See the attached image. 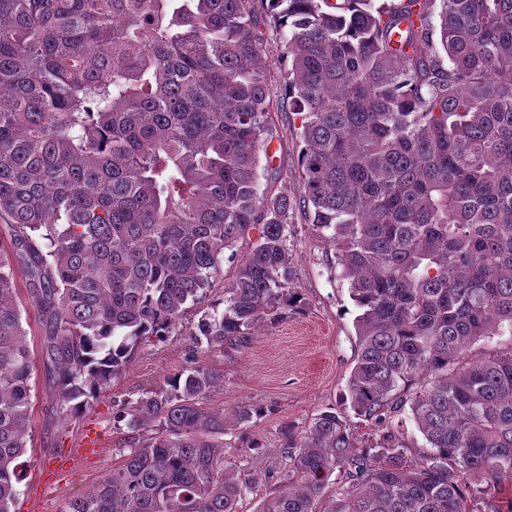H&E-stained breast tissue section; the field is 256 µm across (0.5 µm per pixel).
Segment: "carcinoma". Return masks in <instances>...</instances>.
<instances>
[{"label":"carcinoma","mask_w":512,"mask_h":512,"mask_svg":"<svg viewBox=\"0 0 512 512\" xmlns=\"http://www.w3.org/2000/svg\"><path fill=\"white\" fill-rule=\"evenodd\" d=\"M261 9L287 33L280 95ZM284 105L303 207L359 309L343 402L386 439L326 411L284 427L278 465L245 471L206 405L224 377L192 360L118 415L122 465L69 512H238L270 479L260 512H470L512 476V343L472 355L512 337V0H0V512L31 447L17 273L69 413L169 336L226 259L224 310L194 341L245 348L297 308L295 200L259 192ZM406 405L420 463L395 443ZM263 414L243 403L233 425ZM273 479L270 482L259 483L250 493L238 503L240 512H258L263 502L276 495L279 491L278 484Z\"/></svg>","instance_id":"carcinoma-1"}]
</instances>
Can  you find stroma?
Masks as SVG:
<instances>
[{
  "label": "stroma",
  "instance_id": "35a3bbf8",
  "mask_svg": "<svg viewBox=\"0 0 512 512\" xmlns=\"http://www.w3.org/2000/svg\"><path fill=\"white\" fill-rule=\"evenodd\" d=\"M273 121V152L260 157V187L274 190L287 184L301 192L294 135L300 118L283 110L274 113ZM288 247L303 294L302 307L283 321L260 327L245 349L216 348L198 355L202 363L224 376L223 389L208 400L210 408L229 410L248 403L265 410L246 432L231 428L224 436L232 459L247 469L262 471L274 464L283 427L304 430L314 417L331 409L342 413L356 434L375 440L383 434L375 422L355 416L343 405L356 355L357 310L346 282L339 278L335 247L314 230L299 209L288 225ZM233 272V265L225 264L204 299L187 307L171 336L141 343L111 389L75 415L67 414L59 401L54 376L42 353L41 318L25 282H18L16 303L33 355L32 463L18 487L13 512H34L32 504L37 498L42 501L41 512H66L75 497L85 494L121 463L126 426L117 419L120 410L186 365L191 332L203 311L223 308L224 290ZM84 434L100 439V446L79 464L66 462V448ZM253 442L264 445L265 456L254 458L249 449Z\"/></svg>",
  "mask_w": 512,
  "mask_h": 512
}]
</instances>
